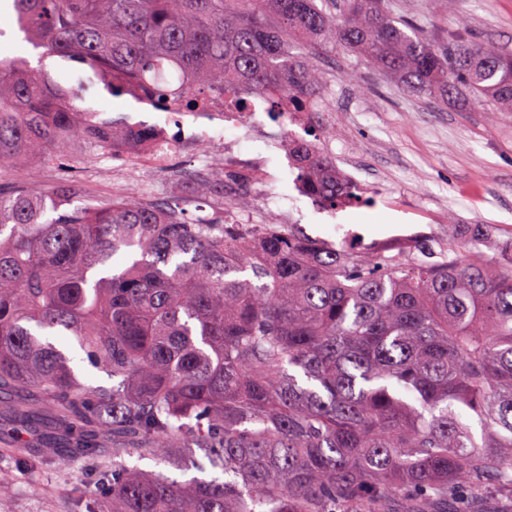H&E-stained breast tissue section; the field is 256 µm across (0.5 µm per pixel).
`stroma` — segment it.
<instances>
[{
    "label": "stroma",
    "instance_id": "35a3bbf8",
    "mask_svg": "<svg viewBox=\"0 0 512 512\" xmlns=\"http://www.w3.org/2000/svg\"><path fill=\"white\" fill-rule=\"evenodd\" d=\"M391 14L418 25L436 42L448 39L449 21H464L470 39L512 52V0H385ZM323 80L319 97L331 119L313 126L323 150L338 166L352 170L370 205L353 207L336 217L317 214V205L293 188L296 171L268 149L264 140H241L244 156H262L274 181L264 196L250 195L243 215L255 223L279 220L291 213L311 236L344 244L347 234L364 241L388 240L401 229L418 227L439 246L453 231L449 216L462 224L483 225L489 234L512 232V112L475 107L465 100L441 102L416 97L379 74L363 58L345 49L320 50ZM81 141L51 150L28 169L39 185L55 184L66 172L82 196L149 194L158 201H181L204 217L198 183L190 177L193 157L177 156L167 169L145 166L137 188L114 186L111 179L85 181V170L125 165L121 153L89 160ZM87 481L70 464L30 477L16 475L0 497V512H75Z\"/></svg>",
    "mask_w": 512,
    "mask_h": 512
}]
</instances>
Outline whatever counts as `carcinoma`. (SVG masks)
I'll return each mask as SVG.
<instances>
[{
    "label": "carcinoma",
    "mask_w": 512,
    "mask_h": 512,
    "mask_svg": "<svg viewBox=\"0 0 512 512\" xmlns=\"http://www.w3.org/2000/svg\"><path fill=\"white\" fill-rule=\"evenodd\" d=\"M40 57L0 51V405L31 396L17 468L55 463L26 423L47 409L65 457L97 476L87 512H512V237L458 224L420 258L354 250L297 224L187 220L179 201L68 203L24 177L67 139L126 145L76 100L101 84L161 111L212 93L309 105L314 48L363 55L415 96L512 112V54L436 43L382 0H12ZM325 206L336 162L297 156ZM72 335L112 387L82 382L49 341ZM151 456L185 481L131 467Z\"/></svg>",
    "instance_id": "obj_1"
}]
</instances>
